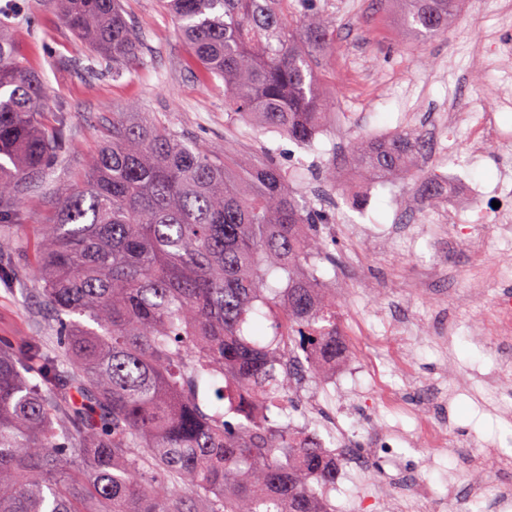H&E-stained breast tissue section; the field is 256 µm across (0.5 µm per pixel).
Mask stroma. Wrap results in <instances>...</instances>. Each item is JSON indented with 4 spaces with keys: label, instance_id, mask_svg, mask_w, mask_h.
<instances>
[{
    "label": "stroma",
    "instance_id": "obj_1",
    "mask_svg": "<svg viewBox=\"0 0 512 512\" xmlns=\"http://www.w3.org/2000/svg\"><path fill=\"white\" fill-rule=\"evenodd\" d=\"M19 2L9 17L17 56L43 77L47 111L66 118L63 159L51 181L22 203L26 223L53 222L59 188L87 168L108 118L133 101L213 152L229 148L273 161L289 174L293 190L330 219L323 237L336 261L319 263L318 274L336 291V322L349 344L334 368L307 378L302 395L318 396L335 413L338 427L355 436L373 467L419 478L434 499L447 497L452 479L461 489L470 481L494 483V458L465 472L459 449L430 447L418 415L377 400L374 390L383 380L402 386L391 360L404 353L422 380L454 390L444 412L449 436L471 439L476 452L496 448L512 456V406L500 395L512 382L486 387L483 376L501 349L494 336L479 341L471 333L474 323H489L493 294L512 291V235L493 230L479 246L463 244L447 225L432 221L450 202H425L418 180L376 176L357 169L350 156L356 142L421 130L426 151L415 162L419 172L436 177L453 169L489 191L512 178V142L478 153L466 129H431L454 105L490 113L498 128L512 132V104L498 98L500 88H512V11H503L499 0L477 7L462 0L448 35L429 37L409 26L397 0H294L296 15L320 12L336 30L334 48L315 51L313 58L328 121L303 148L228 113L223 82L204 73L158 0H123L144 36L149 67L118 78L108 64L94 75L84 72L83 49L47 0ZM328 169L335 179L325 180ZM410 196L421 201L424 227L412 239L397 230L400 205ZM379 232L383 246L371 249L370 238ZM40 309L39 298L23 297L1 280L0 339L23 344ZM444 313L455 325L445 344L432 337ZM398 321L419 328L408 344L389 333ZM389 431L396 438L388 457L375 439ZM328 499L334 512H390L387 499L359 474L338 478Z\"/></svg>",
    "mask_w": 512,
    "mask_h": 512
}]
</instances>
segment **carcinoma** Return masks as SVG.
I'll return each mask as SVG.
<instances>
[{
    "label": "carcinoma",
    "instance_id": "obj_1",
    "mask_svg": "<svg viewBox=\"0 0 512 512\" xmlns=\"http://www.w3.org/2000/svg\"><path fill=\"white\" fill-rule=\"evenodd\" d=\"M159 2L232 112L313 143L325 112L310 57L334 42L330 25L285 22L289 0ZM49 4L90 64L112 63L114 77L146 65L120 0ZM403 4L410 24L442 35L460 0ZM44 101L0 23V277L45 306L31 342L0 343V512H331L336 453L279 421L294 403L284 352L315 350L319 369L345 352L317 275L316 208L275 163L216 156L132 104L112 113L54 223L23 224L20 202L62 154L63 119ZM421 150L398 131L353 156L417 177L406 162ZM274 269L287 287L270 291ZM258 304L274 328L264 341L243 333Z\"/></svg>",
    "mask_w": 512,
    "mask_h": 512
}]
</instances>
